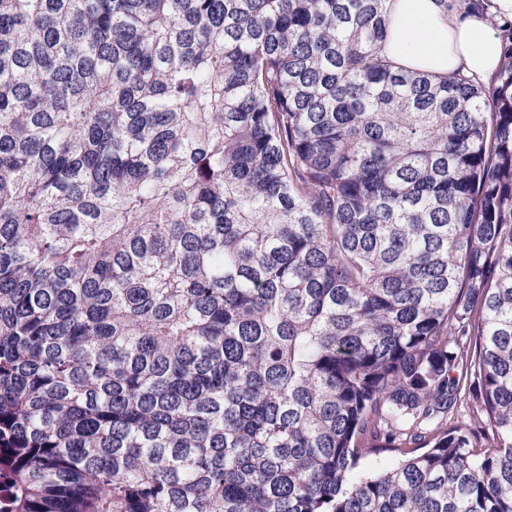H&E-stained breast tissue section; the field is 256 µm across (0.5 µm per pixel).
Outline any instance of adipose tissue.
<instances>
[{
    "mask_svg": "<svg viewBox=\"0 0 512 512\" xmlns=\"http://www.w3.org/2000/svg\"><path fill=\"white\" fill-rule=\"evenodd\" d=\"M390 8L385 51L401 65L479 78L498 68L499 40L480 16L459 17L444 11L437 0H390Z\"/></svg>",
    "mask_w": 512,
    "mask_h": 512,
    "instance_id": "adipose-tissue-1",
    "label": "adipose tissue"
}]
</instances>
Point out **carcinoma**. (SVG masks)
Listing matches in <instances>:
<instances>
[{"label":"carcinoma","instance_id":"cac0c4a2","mask_svg":"<svg viewBox=\"0 0 512 512\" xmlns=\"http://www.w3.org/2000/svg\"><path fill=\"white\" fill-rule=\"evenodd\" d=\"M385 3L0 0V512H512V20ZM386 53L401 65L446 76L458 70L486 78L500 64V45L480 16L461 19L435 0H390Z\"/></svg>","mask_w":512,"mask_h":512}]
</instances>
